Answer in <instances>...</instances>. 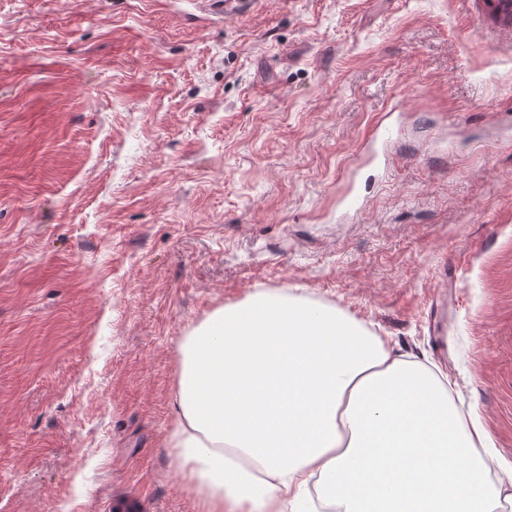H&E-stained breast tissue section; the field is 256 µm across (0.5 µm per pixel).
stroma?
I'll use <instances>...</instances> for the list:
<instances>
[{
  "instance_id": "35a3bbf8",
  "label": "stroma",
  "mask_w": 512,
  "mask_h": 512,
  "mask_svg": "<svg viewBox=\"0 0 512 512\" xmlns=\"http://www.w3.org/2000/svg\"><path fill=\"white\" fill-rule=\"evenodd\" d=\"M257 288L445 375L512 470V34L480 0H0V512H202L179 348Z\"/></svg>"
}]
</instances>
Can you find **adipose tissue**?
I'll list each match as a JSON object with an SVG mask.
<instances>
[{
    "label": "adipose tissue",
    "mask_w": 512,
    "mask_h": 512,
    "mask_svg": "<svg viewBox=\"0 0 512 512\" xmlns=\"http://www.w3.org/2000/svg\"><path fill=\"white\" fill-rule=\"evenodd\" d=\"M166 447L204 512H494L488 438L444 381L336 310L256 290L180 351Z\"/></svg>",
    "instance_id": "adipose-tissue-1"
}]
</instances>
